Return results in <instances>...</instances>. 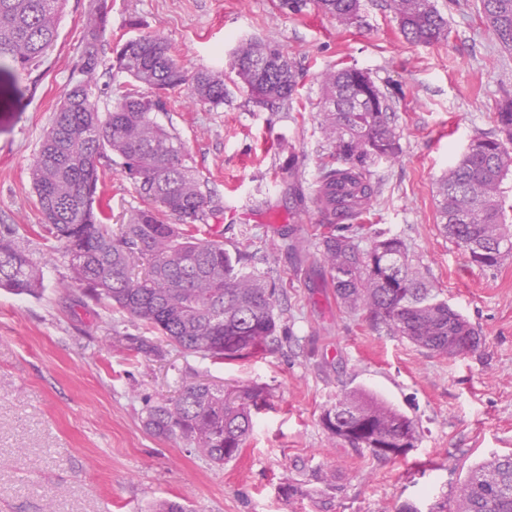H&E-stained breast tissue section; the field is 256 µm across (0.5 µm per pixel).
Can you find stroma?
<instances>
[{
    "mask_svg": "<svg viewBox=\"0 0 512 512\" xmlns=\"http://www.w3.org/2000/svg\"><path fill=\"white\" fill-rule=\"evenodd\" d=\"M449 42L407 41L377 0L344 26L278 0H106L113 38H163L185 70L224 77L223 105L203 110L170 97L158 120L185 141L219 207L212 238L251 256L275 281L277 336L263 357L214 364L71 285L61 253L30 233L43 215L30 180L53 113L79 64L90 0H68L58 39L40 66L14 72L0 110V235L44 268L41 296L0 288V512H149L162 499L188 512H436L475 465L512 453V255L472 265L440 230L436 186L475 136L496 128L512 95V54L478 16L480 0H437ZM280 45L298 73L292 102L253 104L227 61L249 39ZM354 65L392 96L401 152L375 167L373 206L359 233L400 237L416 266L474 328L472 353L442 357L375 331L365 311L323 286L310 237V190L329 154L318 119L320 74ZM295 161L300 190L282 178ZM101 190L113 224L141 208L121 173ZM149 336L159 357L132 349ZM257 384L271 409L255 418L241 454L223 466L151 435L150 406L188 383ZM363 388L418 425L407 457L378 460L334 444L320 424L344 392ZM302 494L288 498L284 486Z\"/></svg>",
    "mask_w": 512,
    "mask_h": 512,
    "instance_id": "1",
    "label": "stroma"
}]
</instances>
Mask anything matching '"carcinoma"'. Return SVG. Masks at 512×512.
I'll return each mask as SVG.
<instances>
[{"label":"carcinoma","mask_w":512,"mask_h":512,"mask_svg":"<svg viewBox=\"0 0 512 512\" xmlns=\"http://www.w3.org/2000/svg\"><path fill=\"white\" fill-rule=\"evenodd\" d=\"M313 2L348 26L360 0H281L302 12ZM67 0H0V58L17 71L41 63L58 38ZM402 35L426 46L450 38L434 0H384ZM480 20L512 53V0H481ZM110 40L99 0L91 3L80 64L56 108L30 177L44 223L37 235L59 244L74 283L83 292L158 332L168 344L214 364L258 357L277 330L275 284L245 265V256L205 237L219 212L190 164L186 144L157 120L171 93L187 91L195 107L224 104V78L209 70L188 73L159 38L118 41L111 69L132 87L102 112L100 67ZM230 69L260 106L292 100L294 64L277 44L250 41L232 54ZM154 90L150 98L136 91ZM321 128L330 147L313 190L320 219L311 236L320 248L325 281L346 308H361L377 330L400 336L437 355L476 350L469 322L415 268L401 238L384 232L363 249L352 222L372 205V167L400 153L389 97L356 67L328 70L321 79ZM494 135L454 161L439 181L438 219L466 249L471 264L500 265L503 241H512V99L497 106ZM120 160L122 173L143 201L117 229L99 194L103 163ZM176 223H168V217ZM0 288L38 295L42 270L7 236L0 237ZM270 406L266 388L232 389L191 382L147 411L145 426L185 442L198 456L222 465L240 455L253 417ZM320 423L330 439L376 459L416 447V422L376 395L355 389L325 409ZM454 512H512V454L469 471Z\"/></svg>","instance_id":"cac0c4a2"}]
</instances>
